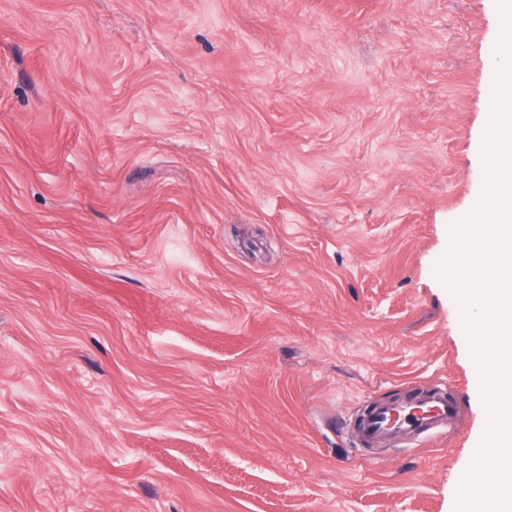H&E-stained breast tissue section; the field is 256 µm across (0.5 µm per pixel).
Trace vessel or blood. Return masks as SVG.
<instances>
[{
	"mask_svg": "<svg viewBox=\"0 0 512 512\" xmlns=\"http://www.w3.org/2000/svg\"><path fill=\"white\" fill-rule=\"evenodd\" d=\"M460 407L442 390H421L411 397L371 403L356 426L361 445L372 446L387 438L410 439L454 434Z\"/></svg>",
	"mask_w": 512,
	"mask_h": 512,
	"instance_id": "b4317fda",
	"label": "vessel or blood"
}]
</instances>
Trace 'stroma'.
Listing matches in <instances>:
<instances>
[{"label": "stroma", "instance_id": "obj_1", "mask_svg": "<svg viewBox=\"0 0 512 512\" xmlns=\"http://www.w3.org/2000/svg\"><path fill=\"white\" fill-rule=\"evenodd\" d=\"M496 0H0V512H455L435 273ZM461 434L362 447L377 399Z\"/></svg>", "mask_w": 512, "mask_h": 512}]
</instances>
